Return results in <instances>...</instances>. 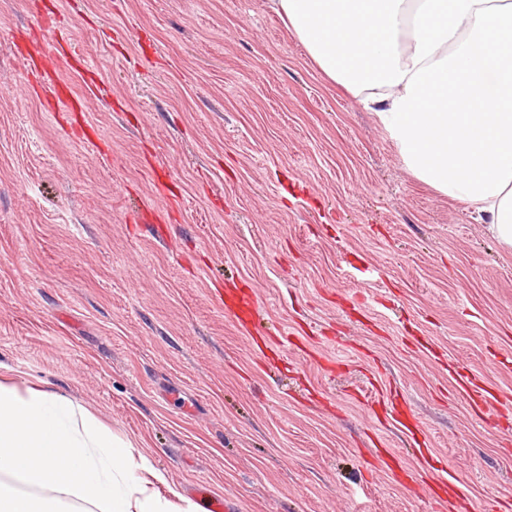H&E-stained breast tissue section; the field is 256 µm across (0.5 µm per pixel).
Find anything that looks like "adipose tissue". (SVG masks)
Wrapping results in <instances>:
<instances>
[{
	"mask_svg": "<svg viewBox=\"0 0 512 512\" xmlns=\"http://www.w3.org/2000/svg\"><path fill=\"white\" fill-rule=\"evenodd\" d=\"M327 77L362 98L408 171L512 250V0H269ZM165 474L62 394L0 384V512H192Z\"/></svg>",
	"mask_w": 512,
	"mask_h": 512,
	"instance_id": "ef3b65f1",
	"label": "adipose tissue"
}]
</instances>
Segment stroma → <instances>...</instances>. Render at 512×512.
Masks as SVG:
<instances>
[{
  "mask_svg": "<svg viewBox=\"0 0 512 512\" xmlns=\"http://www.w3.org/2000/svg\"><path fill=\"white\" fill-rule=\"evenodd\" d=\"M77 34L95 144L43 107L20 53ZM262 297L263 355L226 314ZM512 250L419 182L376 115L325 77L265 0H0V381L51 388L236 512H445L377 462L398 391L450 482L512 512ZM234 288H246L245 290L238 289L235 295L230 291L229 295L231 300L225 302L224 308L230 312L236 319H240L239 310H249L252 308V304L257 302V291L246 282H239L234 285ZM457 386L478 415L498 410L502 405L510 403V398L504 400L501 395L489 391L468 376H460Z\"/></svg>",
  "mask_w": 512,
  "mask_h": 512,
  "instance_id": "1",
  "label": "stroma"
}]
</instances>
